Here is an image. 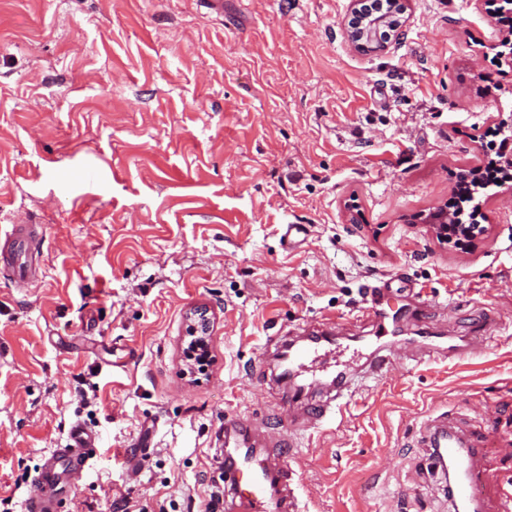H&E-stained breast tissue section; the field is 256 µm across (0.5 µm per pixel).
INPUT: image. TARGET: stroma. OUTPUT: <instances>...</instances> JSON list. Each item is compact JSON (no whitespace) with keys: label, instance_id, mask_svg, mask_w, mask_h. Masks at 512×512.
I'll use <instances>...</instances> for the list:
<instances>
[{"label":"stroma","instance_id":"1","mask_svg":"<svg viewBox=\"0 0 512 512\" xmlns=\"http://www.w3.org/2000/svg\"><path fill=\"white\" fill-rule=\"evenodd\" d=\"M349 0H0V225L40 233V279L0 272V499L13 512L74 424L94 457L57 512H224V417L294 437L303 512H451L422 425L488 439L484 512L512 460V183L485 234L441 243L421 215L512 126V59L487 0H408L406 35L370 55ZM305 232L292 247L287 225ZM401 319L395 359L343 414L293 436L262 378L265 344L332 324L338 368ZM213 363L185 371L186 316ZM188 324L190 325L189 331L192 336H195L194 345L197 350L207 349L209 345V335L211 332V319L206 310H194L189 314Z\"/></svg>","mask_w":512,"mask_h":512}]
</instances>
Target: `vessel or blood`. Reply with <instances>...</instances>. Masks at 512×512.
<instances>
[{"mask_svg": "<svg viewBox=\"0 0 512 512\" xmlns=\"http://www.w3.org/2000/svg\"><path fill=\"white\" fill-rule=\"evenodd\" d=\"M38 244L37 234L30 226L15 224L6 231L0 229V266L10 271L18 283L33 281L39 273L35 263ZM319 342L315 336L307 345L277 343L275 350L284 374L293 377L308 369L327 370L329 364L326 355L319 352ZM392 353L391 343H382L354 373L338 372L325 399L302 404L301 413L292 419L294 427L308 430L333 410L342 409L353 376L382 375L392 361ZM425 429L432 447L462 460L453 485L454 501L465 505L470 512H482L480 489L486 477L475 464L477 442H464L444 414L428 420ZM95 441V435L84 427L72 428L68 446L51 453L38 470L34 482L40 492L27 499L26 512H55L59 497L70 492L76 475L87 467L89 450ZM224 446V489L237 501L233 512H299L291 486L292 474L285 460V445L279 436L263 433L252 423L228 415L224 418Z\"/></svg>", "mask_w": 512, "mask_h": 512, "instance_id": "vessel-or-blood-1", "label": "vessel or blood"}]
</instances>
